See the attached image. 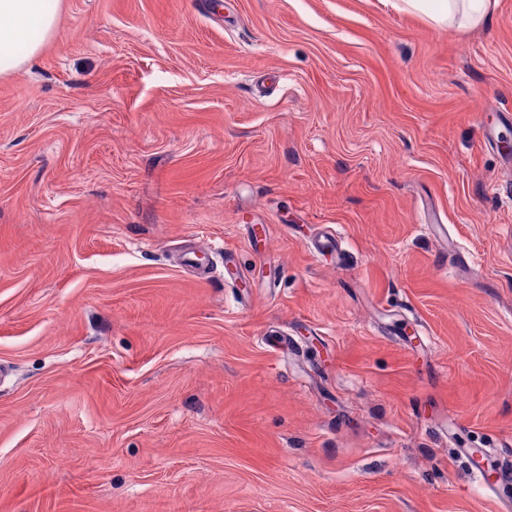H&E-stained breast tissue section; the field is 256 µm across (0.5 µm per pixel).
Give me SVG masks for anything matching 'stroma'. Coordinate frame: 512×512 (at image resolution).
<instances>
[{
  "label": "stroma",
  "instance_id": "1",
  "mask_svg": "<svg viewBox=\"0 0 512 512\" xmlns=\"http://www.w3.org/2000/svg\"><path fill=\"white\" fill-rule=\"evenodd\" d=\"M506 112L512 0H61L0 77V512H499ZM404 7L428 17L438 25L474 27L484 16L485 0H402ZM480 3V5H477Z\"/></svg>",
  "mask_w": 512,
  "mask_h": 512
}]
</instances>
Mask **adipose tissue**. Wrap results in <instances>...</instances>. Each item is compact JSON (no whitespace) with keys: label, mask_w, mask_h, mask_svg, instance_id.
Listing matches in <instances>:
<instances>
[{"label":"adipose tissue","mask_w":512,"mask_h":512,"mask_svg":"<svg viewBox=\"0 0 512 512\" xmlns=\"http://www.w3.org/2000/svg\"><path fill=\"white\" fill-rule=\"evenodd\" d=\"M405 8L439 25H478L484 16L478 0H402ZM58 12L48 0H0V75L23 70L41 52L57 28ZM24 53H16L18 44Z\"/></svg>","instance_id":"obj_1"}]
</instances>
